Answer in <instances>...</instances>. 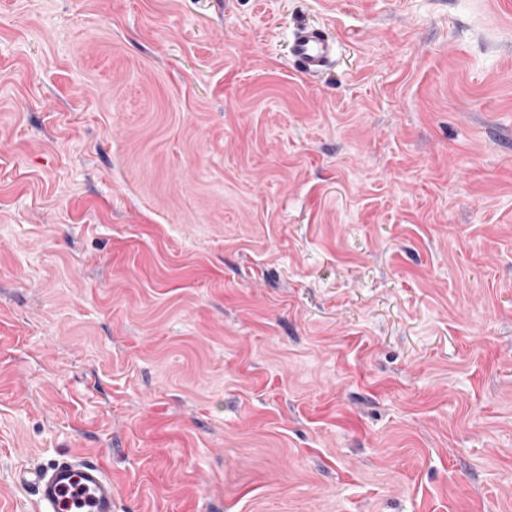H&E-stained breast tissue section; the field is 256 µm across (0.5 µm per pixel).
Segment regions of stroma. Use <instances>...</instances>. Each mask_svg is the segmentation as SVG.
<instances>
[{"label":"stroma","instance_id":"1","mask_svg":"<svg viewBox=\"0 0 512 512\" xmlns=\"http://www.w3.org/2000/svg\"><path fill=\"white\" fill-rule=\"evenodd\" d=\"M71 453L116 512H512V0H0V512ZM290 54L297 70L316 76L336 55V42L322 28L302 25L292 33Z\"/></svg>","mask_w":512,"mask_h":512}]
</instances>
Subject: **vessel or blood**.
Returning a JSON list of instances; mask_svg holds the SVG:
<instances>
[{
	"instance_id": "vessel-or-blood-1",
	"label": "vessel or blood",
	"mask_w": 512,
	"mask_h": 512,
	"mask_svg": "<svg viewBox=\"0 0 512 512\" xmlns=\"http://www.w3.org/2000/svg\"><path fill=\"white\" fill-rule=\"evenodd\" d=\"M291 60L307 76L320 74L336 54L335 41L322 29L303 25L294 30ZM40 512H114L112 479L98 463L63 456L30 476Z\"/></svg>"
}]
</instances>
